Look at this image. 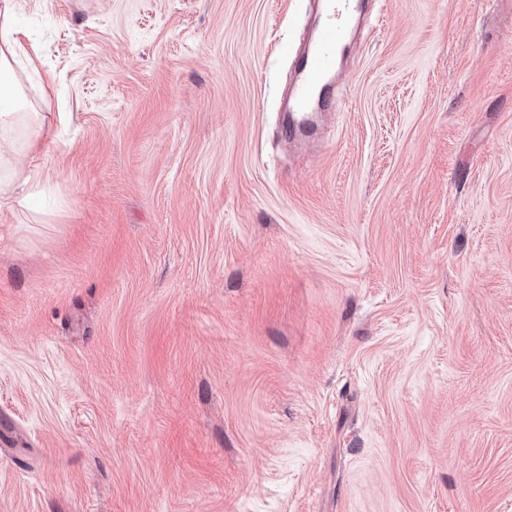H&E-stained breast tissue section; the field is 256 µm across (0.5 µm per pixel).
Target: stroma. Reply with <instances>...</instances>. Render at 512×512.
Masks as SVG:
<instances>
[{"label": "stroma", "instance_id": "1", "mask_svg": "<svg viewBox=\"0 0 512 512\" xmlns=\"http://www.w3.org/2000/svg\"><path fill=\"white\" fill-rule=\"evenodd\" d=\"M17 0L66 112L0 211V512H512V0ZM320 23L317 36L304 49L293 83L290 112L296 128L308 126L311 112L336 111V92L332 79L336 75L337 58L353 23L361 14V0H319Z\"/></svg>", "mask_w": 512, "mask_h": 512}]
</instances>
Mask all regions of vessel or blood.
Segmentation results:
<instances>
[{
    "label": "vessel or blood",
    "instance_id": "vessel-or-blood-1",
    "mask_svg": "<svg viewBox=\"0 0 512 512\" xmlns=\"http://www.w3.org/2000/svg\"><path fill=\"white\" fill-rule=\"evenodd\" d=\"M320 23L317 36L304 49L289 96L293 125L308 126L311 114L336 109L332 79L337 58L353 23L361 13V0H318Z\"/></svg>",
    "mask_w": 512,
    "mask_h": 512
}]
</instances>
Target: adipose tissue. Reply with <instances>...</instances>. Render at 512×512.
Instances as JSON below:
<instances>
[{
  "label": "adipose tissue",
  "instance_id": "adipose-tissue-1",
  "mask_svg": "<svg viewBox=\"0 0 512 512\" xmlns=\"http://www.w3.org/2000/svg\"><path fill=\"white\" fill-rule=\"evenodd\" d=\"M14 11L15 0H0V140L20 138L32 149L50 142V126L12 76L26 57L12 24Z\"/></svg>",
  "mask_w": 512,
  "mask_h": 512
}]
</instances>
